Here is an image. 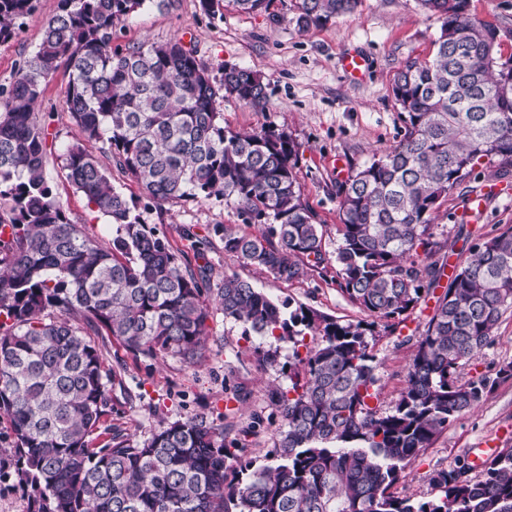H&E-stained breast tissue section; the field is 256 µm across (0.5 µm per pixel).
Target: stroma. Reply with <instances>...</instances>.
<instances>
[{"instance_id": "1", "label": "stroma", "mask_w": 512, "mask_h": 512, "mask_svg": "<svg viewBox=\"0 0 512 512\" xmlns=\"http://www.w3.org/2000/svg\"><path fill=\"white\" fill-rule=\"evenodd\" d=\"M294 5L295 0H272L268 10L254 13L228 5L222 16L213 18L201 10L199 0H173L166 9L150 6L138 11L118 29L114 43L128 50L147 40L177 38L212 73H219L221 66L236 65L265 77L264 107L252 108L227 97L218 101L217 109L232 129L275 127L295 140L302 197L325 231L324 262L293 282L238 262L225 254L223 242L213 234L215 225L241 221L234 206L221 200L167 204L142 211L141 217L163 233L178 253L189 247L184 231L210 236L212 245L204 263L212 287H219L225 273L233 271L275 301L308 307L342 324L354 323L364 314L338 286L339 203L334 184L400 140L404 124L392 95L393 78L407 59L432 56L439 23L419 9L417 0H362L354 13L301 30L295 25ZM471 5L479 17L496 25L501 51L511 55L512 0H471ZM57 7L58 0H39L37 11L26 19L16 37L0 45V85L8 84L16 64L34 53L44 22ZM351 51L366 58L359 82L351 81L341 68V58ZM67 82L66 70L58 69L37 105L41 122L54 138L45 176L69 220L85 225L91 236L108 243L112 240L108 218L93 211L83 193L68 182L58 157L76 133L65 105ZM485 189L490 192L485 210L467 224L472 242L512 225V172L504 176L496 167L484 164L441 205L432 226L438 246L450 252L465 199ZM448 261L457 263V255L450 252ZM209 326L205 355L194 366L176 357L153 360L137 356L112 337L96 335L94 341L104 354L106 367L117 373L102 424L142 441L159 423L202 416L225 422L230 438H241L243 460L257 466L272 463L271 451L279 443L283 426L269 390L274 385L288 387L289 379L281 368L290 361L292 348L269 337L244 335L242 326L226 320L217 307ZM495 336L494 345L480 358L460 368V380L512 363V309L501 317ZM369 342L378 363L381 407L387 410L404 386L412 347L399 345L382 320L377 321ZM267 350L276 351L275 363L263 362ZM251 414L260 415L263 423L253 434L241 436ZM503 448H512V380L451 423L412 463L393 493L415 503L432 499L437 495L430 481L434 471L477 450L491 453Z\"/></svg>"}]
</instances>
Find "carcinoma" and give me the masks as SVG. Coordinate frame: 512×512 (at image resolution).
Segmentation results:
<instances>
[{
	"mask_svg": "<svg viewBox=\"0 0 512 512\" xmlns=\"http://www.w3.org/2000/svg\"><path fill=\"white\" fill-rule=\"evenodd\" d=\"M36 0H0V44ZM360 0H295L298 27L325 25ZM437 17L433 56L397 70L400 141L336 182L341 292L370 317L405 323L440 287L447 263L431 241L443 201L479 164L512 169V55L471 0H418ZM169 0H59L36 51L0 86V417L12 448H0L26 495V512H512V448L436 471L440 495L413 503L391 489L450 423L474 409L512 364L459 379L463 363L495 342L512 308V226L459 254L414 342L405 385L381 410L372 324H340L278 303L235 273L211 288L145 224L139 203H232L255 234L217 225L224 252L286 282L325 260V232L303 200L298 145L282 129L224 125L225 96L252 107L268 83L247 68L216 78L180 40L112 47L115 29L145 5ZM69 74L66 106L77 135L61 149L67 180L115 227L104 247L66 217L45 177L47 134L35 112L52 76ZM100 143L142 196L126 197L88 149ZM243 335L292 344L290 385L270 398L284 429L273 465L246 462L244 448L204 418L162 423L138 442L115 434L99 444L112 371L88 338L104 331L151 359L196 364L209 336L210 297ZM312 344H304L305 336ZM305 347L300 355L299 347Z\"/></svg>",
	"mask_w": 512,
	"mask_h": 512,
	"instance_id": "carcinoma-1",
	"label": "carcinoma"
}]
</instances>
